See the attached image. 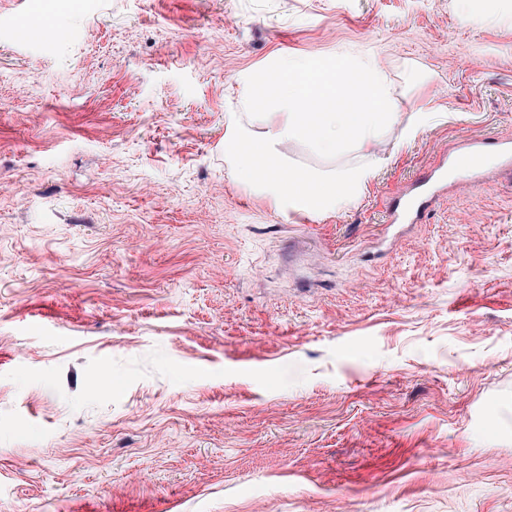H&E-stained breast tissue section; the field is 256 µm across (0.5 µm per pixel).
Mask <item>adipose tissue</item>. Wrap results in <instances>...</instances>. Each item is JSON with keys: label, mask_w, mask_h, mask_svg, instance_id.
Instances as JSON below:
<instances>
[{"label": "adipose tissue", "mask_w": 512, "mask_h": 512, "mask_svg": "<svg viewBox=\"0 0 512 512\" xmlns=\"http://www.w3.org/2000/svg\"><path fill=\"white\" fill-rule=\"evenodd\" d=\"M240 88L238 102L249 123L224 137L237 181L276 207L290 205L307 214H325L352 200L384 164L382 141L390 135L405 141L429 118L422 112L401 125L388 74L370 58L276 56L264 74H245ZM253 125L259 135H251ZM293 142L330 159L353 151L362 161L333 174L292 170L282 147Z\"/></svg>", "instance_id": "obj_1"}]
</instances>
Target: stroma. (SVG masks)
<instances>
[{"label":"stroma","instance_id":"35a3bbf8","mask_svg":"<svg viewBox=\"0 0 512 512\" xmlns=\"http://www.w3.org/2000/svg\"><path fill=\"white\" fill-rule=\"evenodd\" d=\"M339 48L435 118L278 210L231 92ZM470 136L512 0H0V512H512V168L388 223ZM437 171L442 176V167L435 169L428 177L418 185L402 194L397 205L389 214L391 224H409L421 220L429 211L433 200L442 190V185L437 176Z\"/></svg>","mask_w":512,"mask_h":512}]
</instances>
